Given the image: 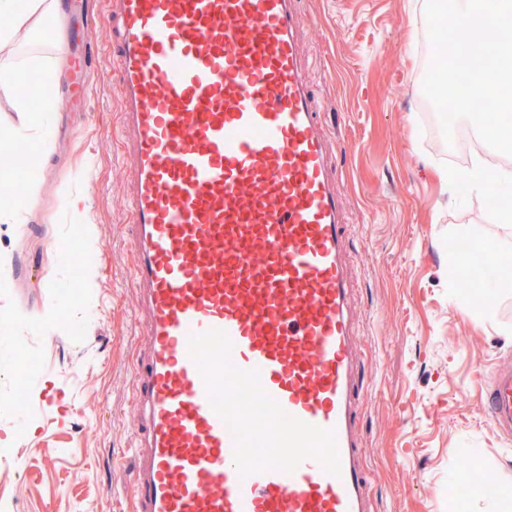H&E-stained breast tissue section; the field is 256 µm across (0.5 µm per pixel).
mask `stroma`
I'll list each match as a JSON object with an SVG mask.
<instances>
[{"label":"stroma","instance_id":"35a3bbf8","mask_svg":"<svg viewBox=\"0 0 512 512\" xmlns=\"http://www.w3.org/2000/svg\"><path fill=\"white\" fill-rule=\"evenodd\" d=\"M85 31L95 52L90 100L62 104L51 153L34 177L4 166L0 199L26 193L29 219L0 223V336L48 369L29 390L18 435L0 417V446L24 471L0 469V499L14 512H135L130 493L138 413L132 391L140 326L129 285L128 202L120 145L121 107L109 72L108 29L88 0ZM425 0H297L300 38L337 164L344 221L360 266L352 319L370 382L362 401L369 492L375 512H448L460 457H471L492 485L512 487V445L489 427L481 392L495 368L512 369V291L474 307L448 286V242L497 241L512 254V228L499 224L485 192L461 195L441 174L477 164L512 173V156L487 145L449 153L422 77L433 47ZM84 228L98 267L85 275L61 263L70 225ZM72 284L69 312L41 331L34 323ZM95 318L72 332L74 313ZM57 454L44 463L43 450Z\"/></svg>","mask_w":512,"mask_h":512}]
</instances>
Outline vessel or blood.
Listing matches in <instances>:
<instances>
[{
  "label": "vessel or blood",
  "mask_w": 512,
  "mask_h": 512,
  "mask_svg": "<svg viewBox=\"0 0 512 512\" xmlns=\"http://www.w3.org/2000/svg\"><path fill=\"white\" fill-rule=\"evenodd\" d=\"M101 20L132 173L137 512H374L355 266L296 0H106ZM483 407L511 440V370Z\"/></svg>",
  "instance_id": "1"
}]
</instances>
